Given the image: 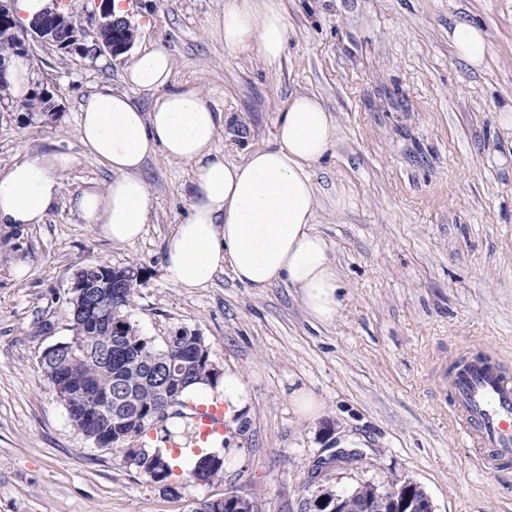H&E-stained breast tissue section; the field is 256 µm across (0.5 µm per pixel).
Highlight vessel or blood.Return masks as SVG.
<instances>
[{
  "label": "vessel or blood",
  "mask_w": 512,
  "mask_h": 512,
  "mask_svg": "<svg viewBox=\"0 0 512 512\" xmlns=\"http://www.w3.org/2000/svg\"><path fill=\"white\" fill-rule=\"evenodd\" d=\"M449 389L470 451L485 469H503L512 460V381L496 369L473 364L453 374ZM195 426L203 441L223 435V403L201 407Z\"/></svg>",
  "instance_id": "b4317fda"
}]
</instances>
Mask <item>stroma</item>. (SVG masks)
Instances as JSON below:
<instances>
[{
    "label": "stroma",
    "mask_w": 512,
    "mask_h": 512,
    "mask_svg": "<svg viewBox=\"0 0 512 512\" xmlns=\"http://www.w3.org/2000/svg\"><path fill=\"white\" fill-rule=\"evenodd\" d=\"M288 44L267 72L251 53L225 49L215 26L224 0H135L126 20L135 49L162 46L173 82L194 83L222 116L226 161L272 143L296 94L321 99L338 137L311 171L314 228L329 242L346 288L329 325L314 323L295 289L244 287L229 272L188 290L169 283L162 245L186 216L192 167L149 160L151 208L142 237L115 245L70 209L104 187L109 169L77 136L82 98L122 80L132 52L116 57L32 46L34 81L57 87V112L0 107V170L26 152L62 148L76 158L45 223L0 228V512H193L234 489L259 512H302L309 471L329 438L364 439L355 470L325 485L406 476L437 512H512V467L488 471L453 421L448 376L474 352L512 377V0H282ZM459 20L479 24L488 51L470 68L448 43ZM128 91V90H127ZM30 272L19 278L17 262ZM141 267L129 317L162 347L188 329L220 371L241 374L252 401L228 441L223 480L185 481L178 496L129 469L72 426L39 367L45 348L69 340V298L80 266ZM320 401L297 415L293 390Z\"/></svg>",
    "instance_id": "stroma-1"
}]
</instances>
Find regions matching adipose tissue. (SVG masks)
I'll return each instance as SVG.
<instances>
[{
  "mask_svg": "<svg viewBox=\"0 0 512 512\" xmlns=\"http://www.w3.org/2000/svg\"><path fill=\"white\" fill-rule=\"evenodd\" d=\"M223 31L225 48L251 51L269 72L279 70L288 35L281 0H224ZM448 37L458 58L482 64L488 44L481 26L458 21ZM172 69L170 53L160 46L138 51L126 68L125 83L147 95V108L108 87L82 99L79 140L112 178L104 189L71 196V209L113 244H133L150 211L146 160L160 152L190 163L187 215L163 243L165 279L202 288L227 270L248 288L282 284L296 290L313 320L333 323L345 293L330 244L314 228L311 180L336 142L330 113L317 97L292 96L273 143L230 163L215 147L220 114L198 86L174 85ZM73 164L61 150L28 152L0 171V227L44 223L60 198L61 175ZM215 388L224 393L225 422L237 427L251 401L247 384L228 372Z\"/></svg>",
  "mask_w": 512,
  "mask_h": 512,
  "instance_id": "obj_1",
  "label": "adipose tissue"
}]
</instances>
